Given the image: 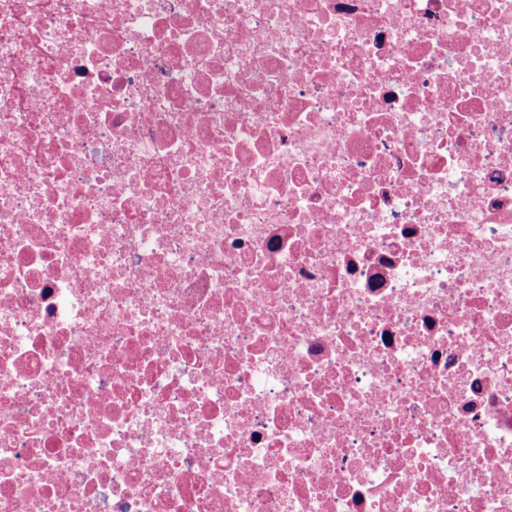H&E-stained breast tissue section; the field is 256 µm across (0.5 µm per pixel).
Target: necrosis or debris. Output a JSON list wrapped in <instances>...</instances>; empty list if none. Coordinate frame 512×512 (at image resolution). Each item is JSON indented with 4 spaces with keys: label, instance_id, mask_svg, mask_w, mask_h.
Wrapping results in <instances>:
<instances>
[{
    "label": "necrosis or debris",
    "instance_id": "obj_1",
    "mask_svg": "<svg viewBox=\"0 0 512 512\" xmlns=\"http://www.w3.org/2000/svg\"><path fill=\"white\" fill-rule=\"evenodd\" d=\"M0 512H512V0H0Z\"/></svg>",
    "mask_w": 512,
    "mask_h": 512
}]
</instances>
